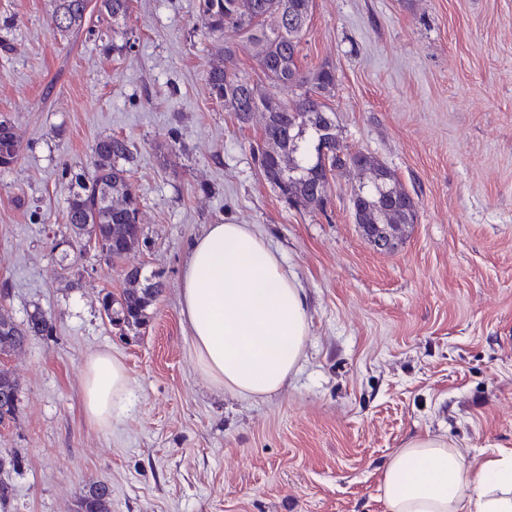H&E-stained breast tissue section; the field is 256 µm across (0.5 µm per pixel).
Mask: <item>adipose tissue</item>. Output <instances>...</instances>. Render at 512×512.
Instances as JSON below:
<instances>
[{
    "label": "adipose tissue",
    "instance_id": "1",
    "mask_svg": "<svg viewBox=\"0 0 512 512\" xmlns=\"http://www.w3.org/2000/svg\"><path fill=\"white\" fill-rule=\"evenodd\" d=\"M186 339L204 379L252 399L279 392L297 369L309 333L305 299L280 254L246 224H211L189 246L179 280ZM84 408L109 426L131 394L125 364L89 356ZM386 512H512V450L467 463L444 439L410 440L382 479Z\"/></svg>",
    "mask_w": 512,
    "mask_h": 512
}]
</instances>
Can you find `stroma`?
I'll return each instance as SVG.
<instances>
[{
  "mask_svg": "<svg viewBox=\"0 0 512 512\" xmlns=\"http://www.w3.org/2000/svg\"><path fill=\"white\" fill-rule=\"evenodd\" d=\"M50 0H0V117L22 151L0 173V315L54 331L0 356L20 387L0 423L8 512H76L96 481L111 512H386L382 475L409 440L442 437L465 461L512 449V0H313L298 64L334 68L341 143L371 154L417 221L377 250L354 221L358 181L325 210L291 208L241 127L210 95L225 46L262 97L281 90L238 33H212L198 0L90 7L63 34ZM128 140L143 239L114 260L63 256L64 220L103 136ZM249 224L284 258L309 318L300 366L265 400L213 388L191 357L179 278L210 224ZM133 265L166 287L139 332L101 307ZM133 380L111 426L86 418V358Z\"/></svg>",
  "mask_w": 512,
  "mask_h": 512,
  "instance_id": "stroma-1",
  "label": "stroma"
}]
</instances>
